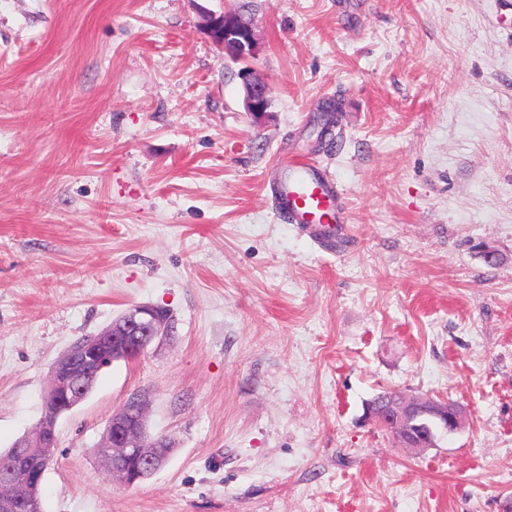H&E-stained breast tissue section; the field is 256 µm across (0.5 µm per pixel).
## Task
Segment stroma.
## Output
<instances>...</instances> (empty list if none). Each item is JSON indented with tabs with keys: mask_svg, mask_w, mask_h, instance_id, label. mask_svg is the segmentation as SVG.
I'll return each mask as SVG.
<instances>
[{
	"mask_svg": "<svg viewBox=\"0 0 512 512\" xmlns=\"http://www.w3.org/2000/svg\"><path fill=\"white\" fill-rule=\"evenodd\" d=\"M239 8L259 121L202 28ZM292 157L335 175L343 255L274 219ZM136 304L174 331L59 420L42 512H512V0H0V450ZM138 391L175 446L117 487ZM384 392L466 425L398 447ZM239 76L244 83L245 110L249 112L255 120H259L267 114L270 106L268 86L261 78L257 77L250 68L240 70ZM148 404L145 394L133 393L108 420L97 451L113 485H128L129 465L133 461L141 463L142 472L145 470L141 473L143 477H150L174 448L169 436L149 435Z\"/></svg>",
	"mask_w": 512,
	"mask_h": 512,
	"instance_id": "obj_1",
	"label": "stroma"
}]
</instances>
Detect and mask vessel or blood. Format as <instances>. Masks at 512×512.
<instances>
[{"label":"vessel or blood","instance_id":"obj_1","mask_svg":"<svg viewBox=\"0 0 512 512\" xmlns=\"http://www.w3.org/2000/svg\"><path fill=\"white\" fill-rule=\"evenodd\" d=\"M340 196L337 183L314 163L292 161L273 196V209L285 224L314 225L330 229L333 206Z\"/></svg>","mask_w":512,"mask_h":512}]
</instances>
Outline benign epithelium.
Wrapping results in <instances>:
<instances>
[{
	"mask_svg": "<svg viewBox=\"0 0 512 512\" xmlns=\"http://www.w3.org/2000/svg\"><path fill=\"white\" fill-rule=\"evenodd\" d=\"M203 30L213 43L234 60L256 57L259 43L250 20L236 11L211 12L204 16ZM245 110L256 120L269 109L267 84L250 69H242ZM158 307L135 305L98 334L73 344L52 367L44 396L43 417L21 438L29 458H51L58 446L59 418L81 403L91 391L96 369L143 354L171 333V321L157 314ZM149 400L143 393L131 394L108 420L97 451L103 458L109 480L128 485L129 465L139 462L147 478L169 456L174 442L167 435L147 431ZM366 419L390 432L402 448L424 451L436 444L441 433H456L465 427V410L453 401L417 396H393L387 403L374 402ZM8 501L27 512H39V503L12 485L0 481V504Z\"/></svg>",
	"mask_w": 512,
	"mask_h": 512,
	"instance_id": "benign-epithelium-1",
	"label": "benign epithelium"
}]
</instances>
